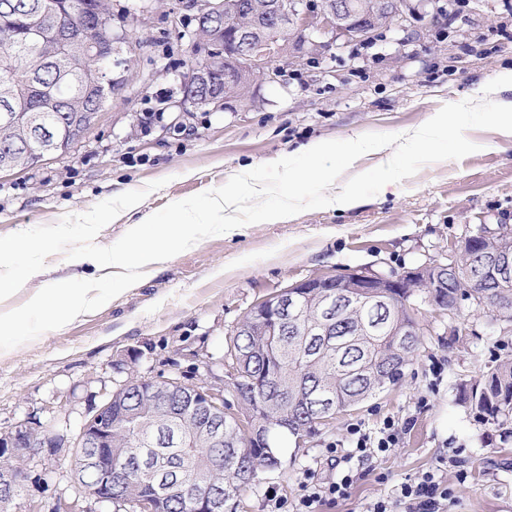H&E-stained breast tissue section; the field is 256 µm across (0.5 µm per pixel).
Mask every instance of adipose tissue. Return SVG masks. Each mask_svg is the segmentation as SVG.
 I'll return each instance as SVG.
<instances>
[{
    "label": "adipose tissue",
    "instance_id": "adipose-tissue-1",
    "mask_svg": "<svg viewBox=\"0 0 512 512\" xmlns=\"http://www.w3.org/2000/svg\"><path fill=\"white\" fill-rule=\"evenodd\" d=\"M200 229V219L179 206L173 211L170 226L161 229L152 242H143L141 227L134 224L126 248L103 252L90 244L83 246L74 255V278L56 280L51 294L35 293L24 308L0 313V353L10 349L13 336L29 333L31 323H38L43 330H60L111 300V292L98 288L94 272L124 269V285L133 287L144 271L193 241ZM19 252V245L0 244V297L18 291L44 273L41 265L19 262Z\"/></svg>",
    "mask_w": 512,
    "mask_h": 512
}]
</instances>
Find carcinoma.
Instances as JSON below:
<instances>
[{
  "label": "carcinoma",
  "instance_id": "1",
  "mask_svg": "<svg viewBox=\"0 0 512 512\" xmlns=\"http://www.w3.org/2000/svg\"><path fill=\"white\" fill-rule=\"evenodd\" d=\"M350 3L357 26L370 25L376 18L383 27L394 9L393 0ZM47 13L56 14L76 32L77 39L68 52L51 49L53 32L40 23ZM104 38L112 39V59L101 62L83 54V41ZM130 39L129 32L112 30L108 0H0V72L12 75L9 83L0 84V109L7 106L17 117L15 125L0 126V154L6 147L26 149L28 159L16 162V167L25 169L49 155L71 149L80 140L73 129L82 124L84 111L94 106L103 109L112 91L123 85L124 79L112 78V67L126 62L123 55L129 51ZM49 97L62 100L40 119L57 130L53 141L37 139L28 130V123ZM479 244L489 251L512 255V236L483 238ZM435 293L444 304L469 300L478 307L487 306L495 317L512 325V301L505 306L494 304L490 288H475L465 278L449 272L446 285ZM362 312L368 317L377 315L380 325L374 335L363 337L356 346L349 340L357 328V311L333 317L329 335L316 337L305 347L298 337L271 336L261 325L256 327V336H231L227 358H232L238 348L256 350L253 362L236 367L231 378L233 397L241 412L252 414L273 429L288 415L295 420L288 434L303 431L309 437L323 423L314 413L295 405L297 395L329 396L339 413L397 383L421 338L416 335L411 346L399 349L383 324L385 315L365 305ZM363 362L380 377L372 387L346 378ZM462 401L488 423L512 419V359L490 366L483 378L463 390ZM115 435L118 447L112 453L117 456L118 467L126 471L122 483L112 487V505L119 512H139L138 501L144 495L156 496L160 512H195L190 486L218 488L224 491L227 502L238 497L241 488L251 486L258 472L281 467L277 445L266 448L252 439L240 438L241 432L228 413L224 414V440L218 445L181 448L160 437L166 452L151 462L159 478L157 484L140 471L145 447L138 435L121 427L115 428Z\"/></svg>",
  "mask_w": 512,
  "mask_h": 512
}]
</instances>
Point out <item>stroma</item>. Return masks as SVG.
<instances>
[{
	"label": "stroma",
	"instance_id": "1",
	"mask_svg": "<svg viewBox=\"0 0 512 512\" xmlns=\"http://www.w3.org/2000/svg\"><path fill=\"white\" fill-rule=\"evenodd\" d=\"M112 26L133 32L130 70L95 124L71 150L31 169L0 172V243L53 239L49 275L0 303L23 306L29 292L72 274V255L87 242L126 243V227L163 228L176 205L206 213L211 199L236 190L238 167L295 155L313 140L404 133L448 102L482 95L512 76V0H433L370 41H337L322 54L284 56L279 85L253 82L243 100L218 110L183 112L184 74L194 62L178 0H110ZM149 130H142L144 116ZM482 149L422 166L394 192L350 210H307L282 221L210 229L162 270L65 329L15 339L0 356V435L21 422L64 435L54 452L29 456L16 512L29 502L51 512L57 499L85 512H113L75 477L74 440L93 407L130 380L178 379L219 385L230 379V336L260 301L306 279L354 272L399 275L443 262L480 226L512 224V136L472 128ZM138 196L141 210L116 202ZM109 223L89 228L99 213ZM413 316L422 343L397 384L339 413L313 437L281 440L282 467L261 474L224 512H268L270 497L293 505L306 475H336L330 448L348 444V428L376 431L410 419L399 447L353 465L346 499L322 512H369L387 501L404 512L402 484L440 471L453 487L451 512H512V420L486 423L461 401L466 384L494 361L512 358V326L460 302L441 313L427 290ZM454 458L443 466V458Z\"/></svg>",
	"mask_w": 512,
	"mask_h": 512
}]
</instances>
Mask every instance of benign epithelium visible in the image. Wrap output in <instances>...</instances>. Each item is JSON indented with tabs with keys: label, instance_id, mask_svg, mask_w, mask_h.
<instances>
[{
	"label": "benign epithelium",
	"instance_id": "obj_1",
	"mask_svg": "<svg viewBox=\"0 0 512 512\" xmlns=\"http://www.w3.org/2000/svg\"><path fill=\"white\" fill-rule=\"evenodd\" d=\"M186 8L194 12L197 22L204 24L214 37L222 39L224 46V85H246L256 78L269 85L283 82V69L274 65V59L290 52L302 53L305 45L325 52L331 47L329 42H316L306 37L311 27L325 33L349 36L340 26L347 3L344 0H325L317 11L309 14L301 7L299 0H267L263 5H251L252 22L247 26H236L224 16L222 0H185ZM47 23L55 31V48L58 52L68 49L72 38L68 30L61 28L54 16L47 17ZM294 31L303 35V41L291 46L279 42L278 34ZM471 245L473 254L484 257L493 282L492 288L512 281V256L509 254L483 255L476 242L463 241ZM443 262L426 264L398 276L379 273H360L351 281L340 280L334 288L336 293L322 296V306L342 312L354 306L358 295L367 297L372 305H387L393 291L406 292L412 296L417 288L440 284L446 280ZM272 315L279 323H302L301 295L287 289L269 297ZM140 404L132 409L126 386L113 392L84 422L74 442L77 461L76 476L81 486L87 487L88 494L99 503H112V486L117 480V470L113 466L112 421L118 420L126 426L135 423L139 409L154 405L174 397H181L185 404L204 413L205 421L197 429V434L209 440L217 438L224 430V391H215L205 386H187L176 380L161 382L138 380ZM50 450L60 446L59 437L48 431H39L21 423L11 432L0 436V456L9 460H22L32 455L31 448ZM93 476V484L86 486V476ZM22 474L11 466L0 468V509L11 512L15 505L14 489L20 485ZM195 512H224V494L204 491L195 500Z\"/></svg>",
	"mask_w": 512,
	"mask_h": 512
}]
</instances>
